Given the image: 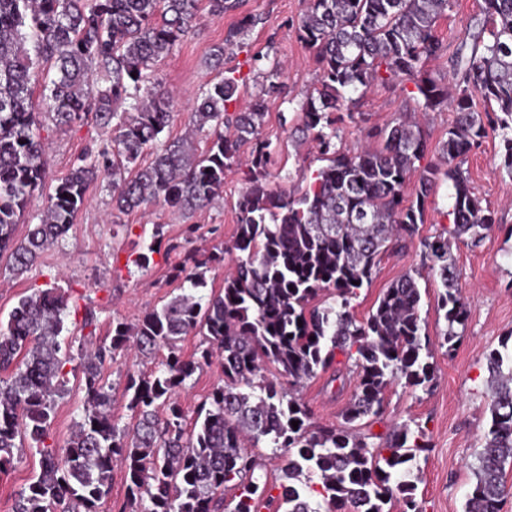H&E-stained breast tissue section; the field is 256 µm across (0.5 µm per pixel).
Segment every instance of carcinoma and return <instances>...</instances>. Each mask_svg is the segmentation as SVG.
<instances>
[{
	"mask_svg": "<svg viewBox=\"0 0 512 512\" xmlns=\"http://www.w3.org/2000/svg\"><path fill=\"white\" fill-rule=\"evenodd\" d=\"M199 2L0 0V258L14 276L66 235L101 174L112 178V208L120 213L162 205L191 215L221 196L226 172L244 164L252 173L237 200L235 266L222 289L200 293L224 250L188 253L176 268L180 293L135 323L112 320L110 340L99 341L77 366L84 401L64 447L48 439L57 398L68 391L66 365L74 361L59 340L69 297L56 288L36 290L0 322V471L21 462L27 446L41 457L40 472L17 493L14 512H97L116 461L127 487L123 512H261L276 499L288 505L284 512H392L397 505L420 512L419 476L409 463L428 451L424 429L405 424L376 445L356 423L380 417L394 380L425 391L434 384L421 292L408 272L382 292L366 318L357 319L351 301L371 282L388 245L424 223L428 192L444 177L455 190L452 224L422 240L421 253L423 266L441 281L443 340L448 351L455 349L467 303L448 237L467 234L475 246L494 224L456 160L491 130L503 141L502 170L512 177V0H485L470 53L460 47L451 58L458 117L442 143L445 167L422 170L413 200L405 187L427 149L421 127L399 116L376 133L379 148L351 152L334 142L335 114L353 117V95L376 82H412L424 112L447 101L448 89L427 77L424 66L447 54L435 26L450 0H309L295 29L313 50L320 80L300 106V132L316 143L326 165L297 195L269 186V144L260 137L264 99L239 110L234 69L201 90L189 115L191 133L159 142L174 120L175 96L153 67L188 37ZM40 64L54 72L46 74L36 101L29 72ZM476 96L487 103L482 114L472 109ZM43 113L66 126L91 113L104 138L77 156L45 197L39 223L18 239L17 224L45 174ZM149 151L153 160L140 164ZM162 246L168 254L179 248L165 239L164 225L155 224L149 253ZM189 334L203 336L207 347L186 358L178 342ZM508 342L487 356L491 424L466 512H497L508 491ZM129 346L144 357L163 348L168 354L149 375L126 369L123 397L133 423L121 426L112 417L103 372ZM339 354L344 361L336 360ZM216 357L224 383L189 425L177 393ZM269 366L278 377L261 375ZM329 370L333 382L356 374V385L342 423L319 425L297 390ZM263 442L282 461L286 483L276 497L253 480L251 449ZM304 475L319 480L314 507ZM228 490L237 491L230 504Z\"/></svg>",
	"mask_w": 512,
	"mask_h": 512,
	"instance_id": "cac0c4a2",
	"label": "carcinoma"
}]
</instances>
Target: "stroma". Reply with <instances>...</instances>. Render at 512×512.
Returning a JSON list of instances; mask_svg holds the SVG:
<instances>
[{
  "instance_id": "35a3bbf8",
  "label": "stroma",
  "mask_w": 512,
  "mask_h": 512,
  "mask_svg": "<svg viewBox=\"0 0 512 512\" xmlns=\"http://www.w3.org/2000/svg\"><path fill=\"white\" fill-rule=\"evenodd\" d=\"M451 3L447 15L437 22L435 33L453 50L471 42L484 0ZM305 6L306 0H239L235 11L217 17L210 15L208 4H201L200 20L191 34L155 65L157 76L176 94V117L164 132V139L184 135L192 99L211 77L210 57L214 49L223 48L225 66L236 68L242 79L240 105L260 97L266 102L261 137L269 144L272 188L288 192L305 188L312 171L321 165L316 151L294 143L300 104L319 79L312 52L299 41L290 24ZM247 14L258 16V24L236 41L226 42L228 29ZM276 61L282 65L279 80L284 92L269 96L265 93L267 75ZM412 89V83L406 81L373 85L357 100L353 118L337 122V145L351 151L372 146L370 130L385 127L400 113L417 111L418 103L410 96ZM455 119V111L445 104L423 117L428 149L422 166L438 163L440 146ZM41 135L49 149L44 183L34 199L38 205L68 173L74 158L100 139L101 132L90 122L58 126L47 118ZM503 153L501 138L492 134L461 162L473 193L491 209L495 220L492 231L478 245L465 239L450 245L458 287L467 302L466 330L455 351L442 347L445 323L437 312L441 284L431 277L419 279L420 315L434 345L436 382L426 392L394 381L386 393L380 422L370 427L375 434L386 433L397 424H418L425 430L430 450L414 462V471L420 477L417 501L423 512H465L467 496L476 482L477 453L490 426L486 355L512 332V177L500 168ZM245 185V169L228 172L222 200L188 218L162 206L116 217L112 214L110 179L100 176L89 188L88 201L67 234L26 274L14 277L0 262V320H7L22 296L55 287L69 295L71 306L94 308L98 338L108 335L113 319L137 322L144 312L176 294L178 283L171 271L184 252L231 245L238 227L236 203ZM453 203L451 182L437 181L426 200L425 222L419 225L416 236L382 256L371 283L363 286L353 300L357 318L368 315L393 281L419 266L421 239L448 226ZM157 224L164 225L167 236L181 243L182 249L170 254L152 253L148 268H140L130 256L135 248H146ZM223 380V370L217 364L194 374L179 394L187 420H194L200 404ZM68 387V394L57 401L50 427L60 447L70 436L84 397L77 376H70ZM353 392L350 384L336 390L321 374L305 385L301 398L314 421L336 423ZM39 461V454L29 450L16 468L0 474V512H13L16 492L38 471Z\"/></svg>"
}]
</instances>
